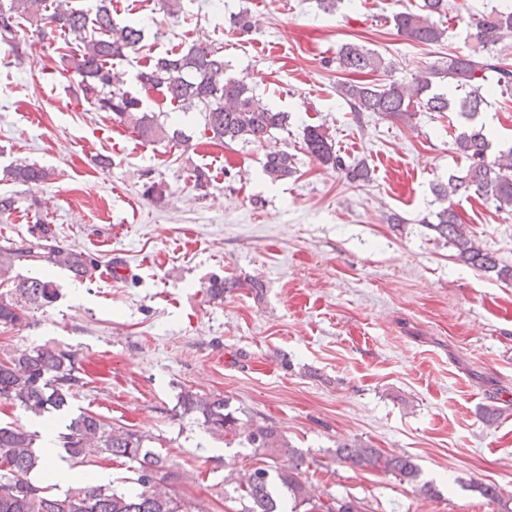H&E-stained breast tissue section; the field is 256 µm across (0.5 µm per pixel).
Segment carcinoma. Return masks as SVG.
Here are the masks:
<instances>
[{"mask_svg":"<svg viewBox=\"0 0 512 512\" xmlns=\"http://www.w3.org/2000/svg\"><path fill=\"white\" fill-rule=\"evenodd\" d=\"M465 5L450 0H422L415 12L392 16L396 31L410 40L434 44L442 41L446 30L433 17L457 12L458 20L476 27L479 50L468 55L448 57L443 64L431 66L408 82L387 83L343 81L338 95L351 111L360 115L373 112L407 123L419 112H456L466 125L454 137V150L468 166L462 175H451L448 182L433 186L438 199L475 194L493 202L501 211L512 212V149L491 153L492 144L485 126L475 120L482 111L485 97L478 74H497L501 89L512 88V68L494 62L491 52L498 44L512 38V6L493 5L476 15H462ZM33 30L54 47L63 69L79 77L77 87L84 100L101 112H110L119 123L127 125L140 141L150 145L164 140L186 143L189 137L179 129L160 123L159 115L143 101L117 86L112 72L114 61L137 50L144 37L142 27L120 23L112 16V0H95L89 8L76 7L72 0H0V41L17 44L27 30ZM339 68L350 74H368L387 70L385 59L357 42L343 44L337 54ZM139 82L156 91L170 103L188 112L204 113L205 130L211 139L223 144L262 143L273 132L286 127L288 113L275 109L245 81L224 74V56L205 42L191 45L187 51L170 52L151 60L138 74ZM447 85L464 92L450 97L438 92ZM304 148L320 164L345 172L355 183L368 177L363 161L345 163L332 140L319 126H308ZM265 175L273 182L296 173L294 154L288 147L268 151L263 162ZM51 172L35 164H10L0 170V182L23 184L46 181ZM424 224L455 249V257L484 272H493L505 282L512 281V267L498 259L478 242L462 224L453 206L442 207L434 220ZM51 264L73 274L92 276L99 261L90 253L64 248L44 229L35 240L20 247L0 248V284L16 266ZM237 286L233 279L214 278L208 284L211 299H224V291ZM58 298L56 284L45 277H20L13 288L0 292V327L21 330L30 326L29 312L52 306ZM76 375L72 354L47 344L36 345L17 356L0 358V402L21 409L34 417L62 413L69 409ZM181 414L196 413L215 435L235 441L243 438L262 465L238 473L234 478L233 501L240 512H284L281 495L271 487L279 481V490L288 494L290 512H367L357 499L314 497L301 479L306 459L275 427L246 422L228 410L224 398L203 397L190 390L182 392ZM37 434L21 425H0V512H204L195 499L173 491L174 472L167 457L149 446L151 436L131 428L116 426L107 418L82 412L59 435L64 459L74 466H88L102 457L120 460L131 476L126 486L111 483L92 485L79 482L63 493L52 485L41 486L30 474L43 467ZM336 461L353 467L393 475L414 485L421 495L432 498L437 491L431 482L419 483L421 470L408 456L386 455L375 448L342 444L336 448ZM276 476H271V473ZM479 493L497 504L500 512H512V496H504L492 484L478 486Z\"/></svg>","mask_w":512,"mask_h":512,"instance_id":"carcinoma-1","label":"carcinoma"}]
</instances>
